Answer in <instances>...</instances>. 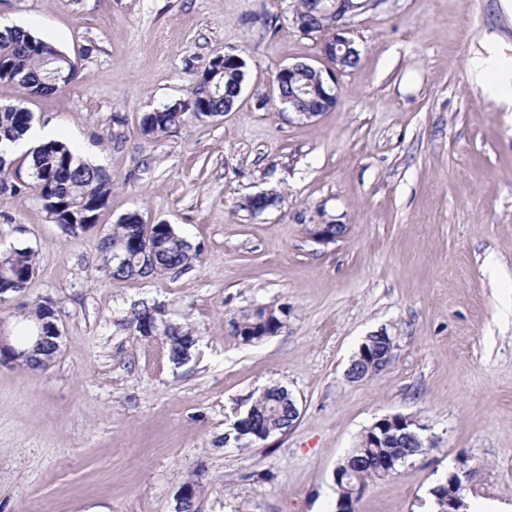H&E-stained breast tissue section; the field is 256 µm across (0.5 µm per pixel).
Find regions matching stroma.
Wrapping results in <instances>:
<instances>
[{"label":"stroma","instance_id":"stroma-1","mask_svg":"<svg viewBox=\"0 0 512 512\" xmlns=\"http://www.w3.org/2000/svg\"><path fill=\"white\" fill-rule=\"evenodd\" d=\"M297 0H0V24L66 52L80 78L49 98L0 83L112 176L95 227L49 222L33 190L0 194V251L31 248L34 277L0 303L24 336L51 305L60 351L44 369L0 359V512H176L198 482L199 512H336L333 472L376 420L404 414L433 448L369 481L356 512H431L429 491L468 457L469 512L512 506V112L484 94L474 59L512 61L500 0H369L351 21L360 60L335 107L295 120L275 77L325 67L293 25ZM246 79L223 115L142 136V116L186 98L213 57ZM124 118L112 122L113 114ZM277 195L254 215L248 196ZM170 224L197 250L162 278L112 280L98 250L125 213ZM312 224L345 225L329 243ZM195 330L173 365L126 326L134 302ZM285 307L255 344L230 321ZM394 338L380 376L345 371L369 334ZM279 384L301 415L241 449L237 414Z\"/></svg>","mask_w":512,"mask_h":512}]
</instances>
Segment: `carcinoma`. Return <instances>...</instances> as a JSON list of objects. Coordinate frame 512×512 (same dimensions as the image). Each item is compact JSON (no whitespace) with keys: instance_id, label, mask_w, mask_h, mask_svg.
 Masks as SVG:
<instances>
[{"instance_id":"obj_1","label":"carcinoma","mask_w":512,"mask_h":512,"mask_svg":"<svg viewBox=\"0 0 512 512\" xmlns=\"http://www.w3.org/2000/svg\"><path fill=\"white\" fill-rule=\"evenodd\" d=\"M313 16L319 29L331 30V22L322 16L320 0H299L293 24ZM64 69L65 85L79 79L75 62L47 41L19 27L0 30V82L22 88L31 97L49 96L57 91L52 86V71ZM239 70H211L203 81H196L188 96L143 115L140 132L158 137L180 127L190 113L197 118L218 117L226 112L238 96ZM33 121L25 108L0 105V192L13 193L30 187L37 193L46 218L65 231H86L97 224L99 213L112 196V176L106 168L79 159L65 142L52 140L34 147L30 153L27 174L31 183L22 181V165L6 157L7 143L26 132ZM151 244L148 258L141 255V246ZM105 268L116 281L133 276L162 277L187 267L196 257L192 245L170 224H146L136 212L124 214L111 232L99 243ZM0 298L6 299L25 290L35 274L34 253L28 248H13L0 255ZM51 306L39 303L28 313L30 328H37L51 317ZM288 312L260 306L241 312L231 321L235 336L244 343L260 342L280 332ZM130 324L145 338H158L166 346L170 361L181 365L190 360L198 338L193 331L168 317L159 306L140 302L133 307ZM286 387H267L232 425L235 443H257L288 431L294 419L288 412ZM372 432L366 430L358 446L338 464L342 475L336 481L337 501L352 499L357 486L383 476L379 461L388 458L408 462L428 448V438L402 441L391 448H368Z\"/></svg>"}]
</instances>
